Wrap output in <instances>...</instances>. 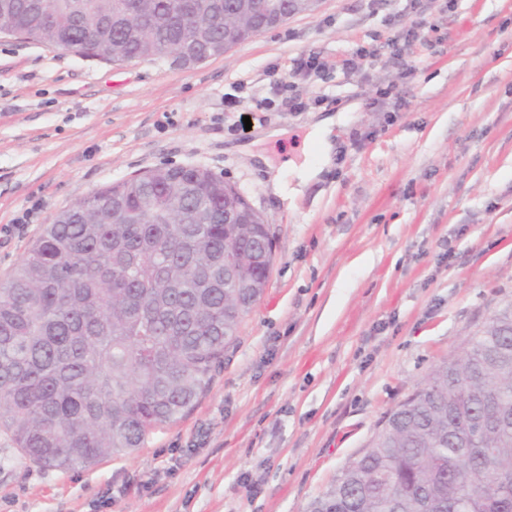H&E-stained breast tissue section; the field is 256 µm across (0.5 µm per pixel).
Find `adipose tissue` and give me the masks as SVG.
I'll return each instance as SVG.
<instances>
[{
  "label": "adipose tissue",
  "mask_w": 512,
  "mask_h": 512,
  "mask_svg": "<svg viewBox=\"0 0 512 512\" xmlns=\"http://www.w3.org/2000/svg\"><path fill=\"white\" fill-rule=\"evenodd\" d=\"M336 117L325 118L312 125L306 135L307 147L313 148V156L290 164L287 173H274L268 185L274 195L284 200L298 196L303 187L317 178L331 163L333 144L330 140Z\"/></svg>",
  "instance_id": "obj_1"
}]
</instances>
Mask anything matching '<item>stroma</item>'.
Here are the masks:
<instances>
[{
	"instance_id": "stroma-1",
	"label": "stroma",
	"mask_w": 512,
	"mask_h": 512,
	"mask_svg": "<svg viewBox=\"0 0 512 512\" xmlns=\"http://www.w3.org/2000/svg\"><path fill=\"white\" fill-rule=\"evenodd\" d=\"M335 114L332 163L293 204L234 149L283 129L265 151L285 167ZM163 165L263 216L265 292L194 407L133 454L46 470L0 431V512H306L512 301V0H318L191 69L0 38V280L58 212Z\"/></svg>"
}]
</instances>
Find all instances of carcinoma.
I'll return each mask as SVG.
<instances>
[{"instance_id": "1", "label": "carcinoma", "mask_w": 512, "mask_h": 512, "mask_svg": "<svg viewBox=\"0 0 512 512\" xmlns=\"http://www.w3.org/2000/svg\"><path fill=\"white\" fill-rule=\"evenodd\" d=\"M0 0V33L113 64L163 59L198 25L213 41L268 28L238 0ZM243 203L193 165L155 167L57 214L0 282V429L53 470L131 454L183 417L224 364L261 294L226 288L224 255L242 278L256 224L224 223ZM308 512H512V303L387 414Z\"/></svg>"}]
</instances>
